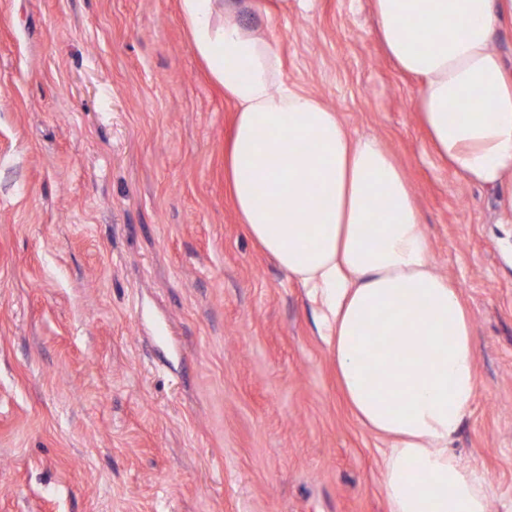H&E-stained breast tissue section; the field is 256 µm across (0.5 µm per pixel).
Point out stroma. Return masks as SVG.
Returning <instances> with one entry per match:
<instances>
[{
  "mask_svg": "<svg viewBox=\"0 0 512 512\" xmlns=\"http://www.w3.org/2000/svg\"><path fill=\"white\" fill-rule=\"evenodd\" d=\"M289 84L404 169L473 316L454 448L512 512V224L428 148L370 0H246ZM179 0H0V512H386L381 440L224 185Z\"/></svg>",
  "mask_w": 512,
  "mask_h": 512,
  "instance_id": "1",
  "label": "stroma"
}]
</instances>
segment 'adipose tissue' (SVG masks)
Listing matches in <instances>:
<instances>
[{
    "label": "adipose tissue",
    "mask_w": 512,
    "mask_h": 512,
    "mask_svg": "<svg viewBox=\"0 0 512 512\" xmlns=\"http://www.w3.org/2000/svg\"><path fill=\"white\" fill-rule=\"evenodd\" d=\"M379 38L420 82L432 152L494 192L512 223V70L491 47L512 0H372ZM192 47L234 107L224 177L241 224L318 306L356 419L387 441V512H490L492 485L452 442L478 382L473 322L431 265L403 169L288 84L238 0H179Z\"/></svg>",
    "instance_id": "obj_1"
}]
</instances>
